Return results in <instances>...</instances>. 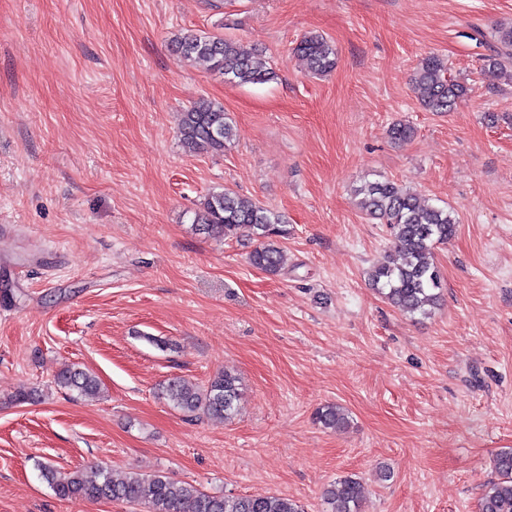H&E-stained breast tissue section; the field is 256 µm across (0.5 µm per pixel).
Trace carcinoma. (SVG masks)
Segmentation results:
<instances>
[{"label": "carcinoma", "instance_id": "obj_1", "mask_svg": "<svg viewBox=\"0 0 512 512\" xmlns=\"http://www.w3.org/2000/svg\"><path fill=\"white\" fill-rule=\"evenodd\" d=\"M495 38L501 49L485 56L481 68L489 79L496 78L512 61V26L496 28ZM175 48L187 60L207 63L230 85L263 84L276 77L272 69L256 60V51L222 35L185 34L175 39ZM294 51L314 75H325L336 67V48L319 33L302 37ZM412 87L429 112H451L471 92L470 86L452 76L437 56L422 61ZM179 134L182 145L190 151L222 153L233 141L235 127L223 105L202 99L181 113ZM355 195L363 215L386 225L393 242L385 260L368 271L369 284L402 313L430 315L440 298V274L433 250L455 237L459 224L456 213L430 204L390 179L367 181ZM192 224L210 237L256 242L249 254L250 264L269 275L283 270V243L290 229L278 212L222 187L205 196ZM54 382L80 396L100 394L98 378L75 367H63ZM163 393L173 409L189 418L203 415L230 421L239 413L240 381L230 372L218 373L205 386L172 378L164 383ZM315 420L326 429L339 430L347 424V415L340 406L327 404L317 408ZM494 466L498 479L482 490L480 512H512V450L497 453ZM39 469L55 494L65 500H112L142 505L146 512H303L288 498L211 495L160 472L116 473L100 467L87 478L78 471L60 475L50 463L39 464ZM323 501L326 512H359L362 485L357 478L344 476L325 490Z\"/></svg>", "mask_w": 512, "mask_h": 512}]
</instances>
